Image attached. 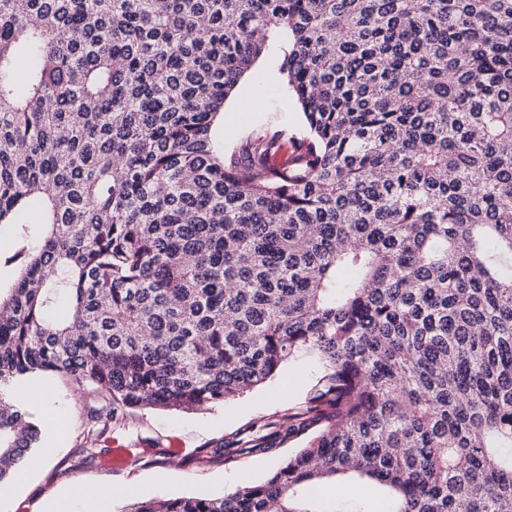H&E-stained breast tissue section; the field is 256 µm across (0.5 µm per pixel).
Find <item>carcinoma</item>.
I'll return each instance as SVG.
<instances>
[{
	"label": "carcinoma",
	"mask_w": 512,
	"mask_h": 512,
	"mask_svg": "<svg viewBox=\"0 0 512 512\" xmlns=\"http://www.w3.org/2000/svg\"><path fill=\"white\" fill-rule=\"evenodd\" d=\"M157 2L0 0V484L24 384L110 423L309 355L302 403L184 459L281 466L125 512H512V0ZM273 30L303 119L226 149Z\"/></svg>",
	"instance_id": "carcinoma-1"
}]
</instances>
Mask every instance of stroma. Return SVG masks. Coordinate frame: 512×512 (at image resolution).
<instances>
[{"mask_svg": "<svg viewBox=\"0 0 512 512\" xmlns=\"http://www.w3.org/2000/svg\"><path fill=\"white\" fill-rule=\"evenodd\" d=\"M281 60L279 45L270 44L241 79L224 106L223 123L217 129L221 143L231 145L265 124L293 127L299 123L300 111L288 97L279 74ZM318 373L313 360L302 358L285 364L264 386L221 405L186 412L133 411L123 425L109 428L95 448L90 445L91 432L96 428L91 410L105 405V396L80 393L61 380L49 383L53 406L64 425L60 437H44L45 443L55 445V458L43 466L38 451H31L18 473L15 495L0 500V512H48L76 483L83 484L89 493L87 512H95L93 495L103 485L135 486V497L141 499L220 494L261 481L279 466V459L255 458L230 472L220 467L197 470L186 465L182 456L256 417L302 402ZM114 439L135 454L120 470L105 468L100 454Z\"/></svg>", "mask_w": 512, "mask_h": 512, "instance_id": "35a3bbf8", "label": "stroma"}]
</instances>
